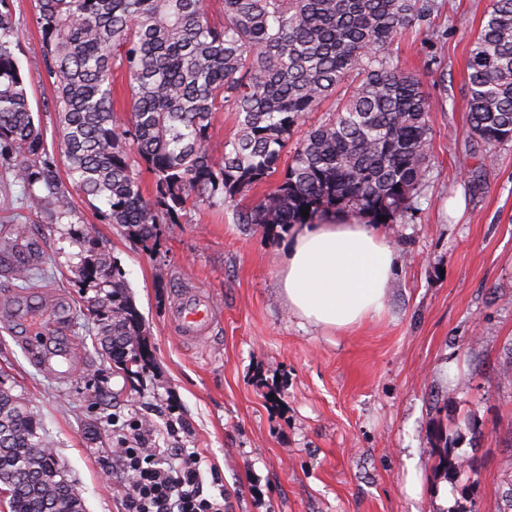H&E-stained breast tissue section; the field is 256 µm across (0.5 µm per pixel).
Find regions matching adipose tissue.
Segmentation results:
<instances>
[{"label": "adipose tissue", "instance_id": "1", "mask_svg": "<svg viewBox=\"0 0 512 512\" xmlns=\"http://www.w3.org/2000/svg\"><path fill=\"white\" fill-rule=\"evenodd\" d=\"M394 268L395 253L385 235L347 214H332L293 233L282 291L304 322L342 330L382 313Z\"/></svg>", "mask_w": 512, "mask_h": 512}]
</instances>
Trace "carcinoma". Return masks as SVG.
<instances>
[{
  "instance_id": "1",
  "label": "carcinoma",
  "mask_w": 512,
  "mask_h": 512,
  "mask_svg": "<svg viewBox=\"0 0 512 512\" xmlns=\"http://www.w3.org/2000/svg\"><path fill=\"white\" fill-rule=\"evenodd\" d=\"M437 8L436 0H219L215 21L203 0H38L35 54L52 79L69 190L42 159L14 21L0 11V160L15 182L48 191L57 220L73 212V189L146 246L157 225L178 223L189 206L237 203L276 174L262 199L237 209L238 223L286 232L348 210L377 224L403 213L429 172L430 98L394 45ZM116 73L129 90L124 126ZM467 91L473 138L488 148L511 143L512 0H491L470 42ZM339 92L324 120L292 140ZM221 111L233 113L236 131L217 163L206 146ZM83 241L98 342L122 369L142 366L145 327L122 269L91 233ZM1 486L10 512H86L34 415L5 390Z\"/></svg>"
}]
</instances>
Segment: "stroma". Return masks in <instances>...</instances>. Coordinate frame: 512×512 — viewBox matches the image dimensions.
<instances>
[{"label":"stroma","mask_w":512,"mask_h":512,"mask_svg":"<svg viewBox=\"0 0 512 512\" xmlns=\"http://www.w3.org/2000/svg\"><path fill=\"white\" fill-rule=\"evenodd\" d=\"M402 39L432 101L431 165L409 208L383 225L396 253L384 313L340 331L303 324L281 295L287 236L197 205L161 225L154 250L105 223L82 195L69 222L32 205L0 164V387L24 399L86 512H126L112 423L153 425L158 450L191 448L224 512H512V144L470 135L469 41L490 0H438ZM31 105L62 165L50 78L31 59L37 0H6ZM469 156L468 168L457 160ZM44 274L21 287L1 261L14 225ZM91 230L117 259L146 328L139 377L95 344L94 288L79 287ZM214 305L205 342L170 323L181 289ZM49 331L68 353L58 380L22 339ZM477 479L438 469V434Z\"/></svg>","instance_id":"1"}]
</instances>
